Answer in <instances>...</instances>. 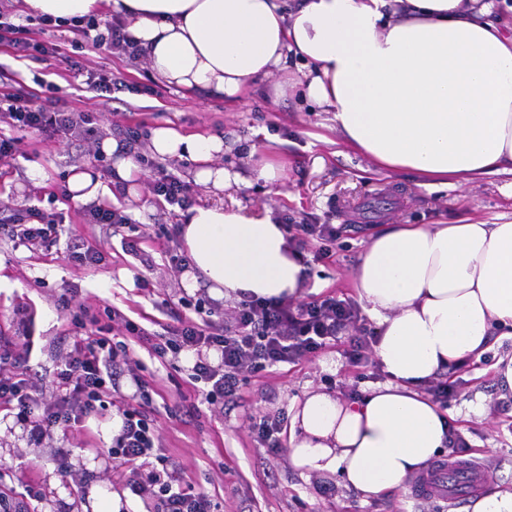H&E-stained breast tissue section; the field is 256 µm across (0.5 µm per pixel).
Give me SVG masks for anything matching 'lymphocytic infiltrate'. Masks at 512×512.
<instances>
[{"mask_svg":"<svg viewBox=\"0 0 512 512\" xmlns=\"http://www.w3.org/2000/svg\"><path fill=\"white\" fill-rule=\"evenodd\" d=\"M10 15L8 4L0 0V44L12 48L16 60H36L60 52V45L31 39L28 28L10 22ZM41 23L48 30L66 23L75 36L92 46L107 44L118 54L138 55L126 21L118 18L102 25L91 17L64 23L45 16ZM0 123L33 128L50 137L74 129L85 152L96 147L85 113L48 109L15 74L0 78ZM62 223L61 213L37 206L18 209L0 202V233L15 246H52ZM195 311L198 318L194 321L174 316L151 349L161 358L170 353H194L192 377L203 382L201 395L210 405L237 401L249 375L316 353L358 320L355 306L333 295L314 297L296 306L285 300L245 295L219 322L213 320L212 309L204 303H196ZM30 353V342L0 343V411L13 415L30 445L40 446L55 429L116 408L121 426L112 437L108 454L129 466L126 485L149 512H214L210 496L187 489L181 468L166 455L142 366L130 361L125 342L106 336L74 342L56 363L55 388L49 394L27 366ZM124 374L134 386L129 397L120 390L119 378Z\"/></svg>","mask_w":512,"mask_h":512,"instance_id":"1","label":"lymphocytic infiltrate"}]
</instances>
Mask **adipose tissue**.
Returning <instances> with one entry per match:
<instances>
[{
  "label": "adipose tissue",
  "instance_id": "1",
  "mask_svg": "<svg viewBox=\"0 0 512 512\" xmlns=\"http://www.w3.org/2000/svg\"><path fill=\"white\" fill-rule=\"evenodd\" d=\"M61 18L106 10L129 23L152 73L187 92L241 101L302 61L290 85L332 113L344 144L375 170L424 189L512 174V32L492 0H23ZM155 155L191 160L214 192L244 184L218 165L220 137L153 130ZM181 244L215 295L298 297L304 265L272 209L190 208ZM376 324L384 385L356 400L308 395L292 416L293 467L340 475L381 498L448 445L453 425L424 392L438 374L512 336V223L383 224L353 274Z\"/></svg>",
  "mask_w": 512,
  "mask_h": 512
}]
</instances>
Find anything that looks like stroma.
Returning a JSON list of instances; mask_svg holds the SVG:
<instances>
[{"label": "stroma", "mask_w": 512, "mask_h": 512, "mask_svg": "<svg viewBox=\"0 0 512 512\" xmlns=\"http://www.w3.org/2000/svg\"><path fill=\"white\" fill-rule=\"evenodd\" d=\"M16 20L37 41H62L66 48L63 55L22 64L13 59L11 49L0 45V64L20 70L27 86L39 80L54 82L57 97L66 100L71 110L90 113L98 138L123 137L129 127L143 133V140L129 148V156L147 153L146 137L159 126L223 139L221 163L241 172L250 183L218 195L196 187L192 204L218 202L228 209L248 210L267 206L283 222L335 225L332 258L314 261L311 245L302 251L311 270L305 278V296L332 292L354 299V270L380 224L512 221L511 173L430 192L419 187L414 174L374 171L368 158L341 143L330 113L291 95L283 100L273 97L280 76L230 104L162 84L144 60L119 56L109 45L69 48L71 33L42 30L37 16L21 12ZM74 60L114 73L126 81V89L118 91L109 106H102L85 91L82 76L71 70ZM128 102L134 104V111L125 110ZM4 133L19 136L21 151L0 161V201L63 213L64 239L87 235L88 206L71 199L67 178L72 168L87 166L102 179H110L113 157L88 156L76 138L62 133L52 139L32 129L16 132L8 127ZM270 160L284 164L271 182L257 176ZM149 176V170L138 169L133 192L117 194L114 200L143 236L141 255L127 252L121 236L101 232L97 238L105 259L99 267L84 270L69 262L63 243L33 253L14 247L0 234V330L10 335L28 328L29 364L41 376L45 390L53 388L57 356L83 334L70 324L78 304L90 305L100 316L106 309L119 308L152 332L168 323L170 305L185 318L194 317L191 302L198 298L208 300L219 318L234 306L233 300L216 297L208 284L186 287L184 274L175 272L162 254L159 238L179 223L181 214L162 211L147 188ZM125 341L129 357L143 365L159 408L156 420L166 454L180 463L188 483L211 496L219 512H440L441 502L412 499L405 488L384 498L366 499L339 485L337 478L295 469L286 448L288 433H281L282 446L272 453L251 431V417L290 415L292 405L306 394L328 392L347 398L352 390L374 385L371 366L347 362V339L295 363L249 376L241 404L220 413L198 394L191 377L192 353L163 360L137 337L129 335ZM505 354L512 355V337H492L485 362L472 371L459 370L461 385L451 412L454 428L470 445L488 486L511 488L512 413L502 409L506 391L490 367ZM119 426V417L108 409L79 426L54 431L51 440L36 448L28 445L12 419H0V490L35 486L43 496L41 512H85L92 493L120 497L126 503L123 512H146L141 499L125 486L127 467L108 455Z\"/></svg>", "instance_id": "1"}]
</instances>
